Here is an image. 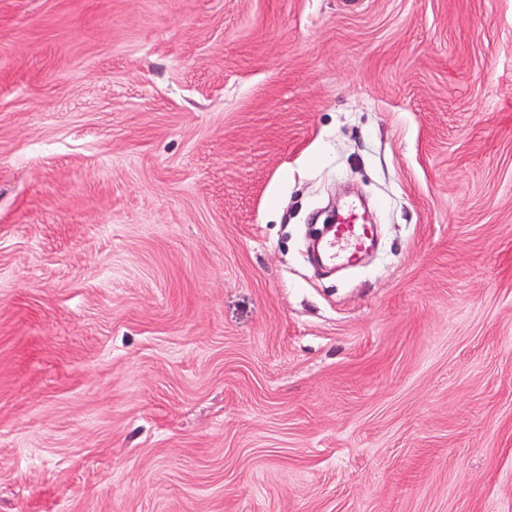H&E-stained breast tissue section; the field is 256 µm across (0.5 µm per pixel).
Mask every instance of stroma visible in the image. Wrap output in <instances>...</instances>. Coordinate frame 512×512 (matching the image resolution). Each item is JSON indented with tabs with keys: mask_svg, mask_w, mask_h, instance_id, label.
Wrapping results in <instances>:
<instances>
[{
	"mask_svg": "<svg viewBox=\"0 0 512 512\" xmlns=\"http://www.w3.org/2000/svg\"><path fill=\"white\" fill-rule=\"evenodd\" d=\"M0 512H512V0H0ZM336 223V233L327 243V258L353 266L368 245V227L362 224L359 212L353 205L340 213Z\"/></svg>",
	"mask_w": 512,
	"mask_h": 512,
	"instance_id": "1",
	"label": "stroma"
}]
</instances>
